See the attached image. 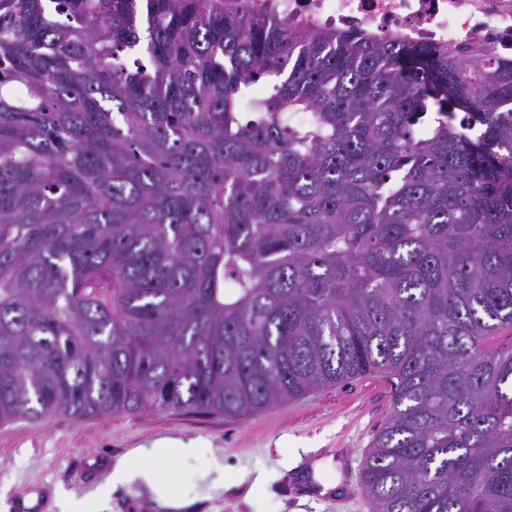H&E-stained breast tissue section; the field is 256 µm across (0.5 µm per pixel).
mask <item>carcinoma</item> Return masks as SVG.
I'll return each mask as SVG.
<instances>
[{"mask_svg":"<svg viewBox=\"0 0 512 512\" xmlns=\"http://www.w3.org/2000/svg\"><path fill=\"white\" fill-rule=\"evenodd\" d=\"M503 327L494 49L228 0H0V425L240 416L376 371L375 512H512Z\"/></svg>","mask_w":512,"mask_h":512,"instance_id":"1","label":"carcinoma"}]
</instances>
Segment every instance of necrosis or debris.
Masks as SVG:
<instances>
[{
    "label": "necrosis or debris",
    "mask_w": 512,
    "mask_h": 512,
    "mask_svg": "<svg viewBox=\"0 0 512 512\" xmlns=\"http://www.w3.org/2000/svg\"><path fill=\"white\" fill-rule=\"evenodd\" d=\"M303 25L332 24L411 45L493 47L512 60V0H274Z\"/></svg>",
    "instance_id": "1"
}]
</instances>
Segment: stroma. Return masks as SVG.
I'll list each match as a JSON object with an SVG mask.
<instances>
[{"label": "stroma", "mask_w": 512, "mask_h": 512, "mask_svg": "<svg viewBox=\"0 0 512 512\" xmlns=\"http://www.w3.org/2000/svg\"><path fill=\"white\" fill-rule=\"evenodd\" d=\"M392 392L391 380L374 373L241 417L147 409L0 425V500L15 504L27 491L41 499L45 512H57L56 491L87 496L106 480L116 458L170 437L195 441L224 461V491L206 501L200 498L206 456L163 462L175 489L193 500L189 512H374L364 494L340 510L325 502L294 503L288 483L300 477L296 463L335 457L340 448L363 466Z\"/></svg>", "instance_id": "1"}]
</instances>
